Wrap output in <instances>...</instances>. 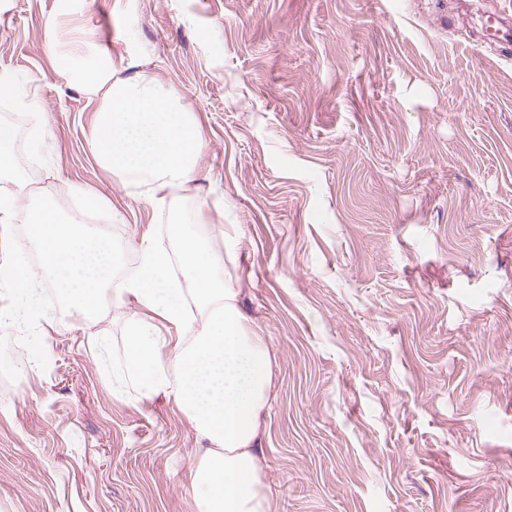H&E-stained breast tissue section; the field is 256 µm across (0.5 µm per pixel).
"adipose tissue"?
Wrapping results in <instances>:
<instances>
[{
    "mask_svg": "<svg viewBox=\"0 0 512 512\" xmlns=\"http://www.w3.org/2000/svg\"><path fill=\"white\" fill-rule=\"evenodd\" d=\"M59 73L100 94L90 132L94 157L153 210L173 211L176 249L143 241L135 273L113 284L121 255L109 232L43 200L30 214L27 235L40 266L21 253L0 265V294L15 301L10 313L0 312V327L25 328L43 318L47 286L86 321L108 306L137 302L147 315L128 326L124 374L140 396L172 399L206 440L188 489L198 512H275L264 454L271 344L241 311L222 258L195 230L207 223L208 205L173 209L177 193L201 168L199 124L148 70L119 77L106 60L85 72L65 64ZM15 155V132L0 123V175L19 190L0 198V224L9 223L28 185ZM157 318L175 329V339L156 334Z\"/></svg>",
    "mask_w": 512,
    "mask_h": 512,
    "instance_id": "1",
    "label": "adipose tissue"
}]
</instances>
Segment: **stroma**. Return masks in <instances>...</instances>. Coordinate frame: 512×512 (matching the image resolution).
Here are the masks:
<instances>
[{
	"instance_id": "35a3bbf8",
	"label": "stroma",
	"mask_w": 512,
	"mask_h": 512,
	"mask_svg": "<svg viewBox=\"0 0 512 512\" xmlns=\"http://www.w3.org/2000/svg\"><path fill=\"white\" fill-rule=\"evenodd\" d=\"M0 0V70L44 104L29 189L106 198L112 241L173 248L95 161V102L57 52L142 63L198 119L241 310L270 339L275 512H512V0ZM49 132L50 156L30 146ZM135 302L0 328V512H196L205 447L173 401L115 380ZM110 343L100 352L99 337Z\"/></svg>"
}]
</instances>
